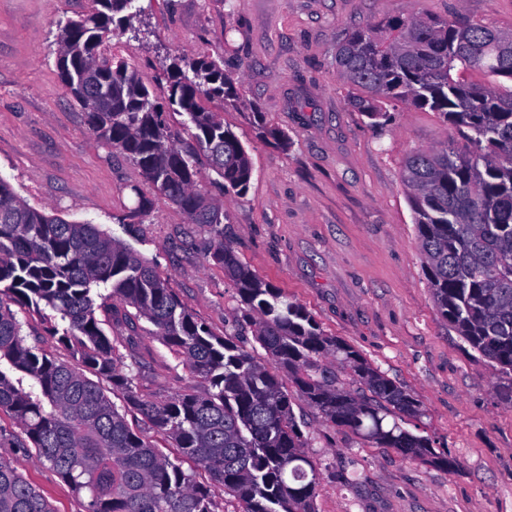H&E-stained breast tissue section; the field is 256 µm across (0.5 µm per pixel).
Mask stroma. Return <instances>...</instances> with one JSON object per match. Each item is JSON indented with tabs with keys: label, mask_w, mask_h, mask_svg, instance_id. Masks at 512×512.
I'll return each instance as SVG.
<instances>
[{
	"label": "stroma",
	"mask_w": 512,
	"mask_h": 512,
	"mask_svg": "<svg viewBox=\"0 0 512 512\" xmlns=\"http://www.w3.org/2000/svg\"><path fill=\"white\" fill-rule=\"evenodd\" d=\"M90 0H0V178L32 206L103 225L167 277L191 312L218 335L240 305L233 282L209 261L212 233L160 202L123 218L153 190L139 169L88 130L82 109L58 78V23L85 14ZM148 29L143 42L114 38L166 103L164 56L224 60L237 87L224 125L253 164L245 196L203 190L224 203V237L240 261L302 304L326 335L353 346L414 393L424 413L406 427L430 436L455 471L403 460L336 429L305 403L294 413L320 469L316 512H512V402L502 378L463 348L435 306L417 228L401 181L415 149L444 146L455 129L437 113L402 107L370 127L349 107L336 74V44L369 20L415 13L467 19L512 32V0H133ZM283 131L287 145L258 135ZM141 322V393L163 398L203 391L182 361ZM0 414V458L16 464L55 512H82L71 488ZM359 472L360 484L345 476Z\"/></svg>",
	"instance_id": "35a3bbf8"
}]
</instances>
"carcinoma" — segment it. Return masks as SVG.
I'll list each match as a JSON object with an SVG mask.
<instances>
[{
	"instance_id": "carcinoma-1",
	"label": "carcinoma",
	"mask_w": 512,
	"mask_h": 512,
	"mask_svg": "<svg viewBox=\"0 0 512 512\" xmlns=\"http://www.w3.org/2000/svg\"><path fill=\"white\" fill-rule=\"evenodd\" d=\"M89 11L60 24V78L85 114L88 130L125 155L151 185L126 215L135 223L154 200L176 205L214 233L209 260L224 268L242 306L241 321L215 335L143 257L100 224L67 220L30 206L0 179V411L82 501L84 512H216L222 491L242 512H315L319 468L293 405L300 400L328 424L405 460L453 471L429 436L403 427L424 414L422 401L359 351L321 331L299 303L245 266L224 241L222 206L201 190L200 157L224 193L248 191L253 165L224 118L209 108L237 97L224 60L172 56L163 65L169 105L187 116L188 139L142 81L135 63L112 54V40L145 34L128 12L132 0H91ZM348 103L375 127L388 108L411 106L443 117L465 145L416 149L402 179L415 214L425 275L440 316L464 343L512 377V33L463 18L399 14L354 29L336 48ZM479 71L471 84L460 77ZM18 310H13V307ZM37 314L47 332L78 355L50 357L23 331L18 312ZM190 374L202 393L145 396L144 368L127 337L122 353L112 324L132 333L138 321ZM252 328L260 357L235 340ZM350 371L352 389L330 370ZM122 405H117L114 399ZM166 437L170 455L127 413ZM0 512H53L9 461L0 459Z\"/></svg>"
}]
</instances>
